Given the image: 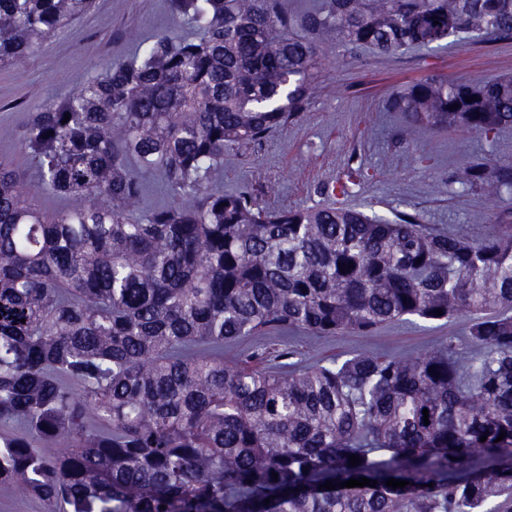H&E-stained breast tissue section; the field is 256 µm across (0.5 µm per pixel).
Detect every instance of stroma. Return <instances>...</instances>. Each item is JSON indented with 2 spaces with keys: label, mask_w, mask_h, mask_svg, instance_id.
I'll use <instances>...</instances> for the list:
<instances>
[{
  "label": "stroma",
  "mask_w": 512,
  "mask_h": 512,
  "mask_svg": "<svg viewBox=\"0 0 512 512\" xmlns=\"http://www.w3.org/2000/svg\"><path fill=\"white\" fill-rule=\"evenodd\" d=\"M131 29L151 37L179 26L165 0H94L87 13L48 37L25 69L0 68V161L24 171L31 196L45 213L65 209L69 201L42 189L20 150L25 111L49 98H65L106 63L129 57L134 46L125 33ZM510 75L512 39L451 38L394 56L337 50L324 62L301 118L259 147L225 151L224 186L241 188L262 175L270 183L262 205L312 206L329 202L337 179L359 166L367 177L351 185L341 204L388 220L415 213L422 223L481 240L495 214L512 213V194L489 202L464 174L485 161L512 168V130L492 143L463 129H423L408 143L399 137L402 117L389 111L388 97L426 76L471 82ZM469 322L464 313L446 321L407 316L369 336L292 333L288 341L303 364L316 366L364 351L393 356L432 351L448 338L464 339Z\"/></svg>",
  "instance_id": "1"
}]
</instances>
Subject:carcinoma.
Instances as JSON below:
<instances>
[{"mask_svg":"<svg viewBox=\"0 0 512 512\" xmlns=\"http://www.w3.org/2000/svg\"><path fill=\"white\" fill-rule=\"evenodd\" d=\"M167 2L184 34L132 32L133 56L27 111L21 150L68 208L44 214L0 162V424L23 429L0 438V487L50 512H498L512 315L489 311L512 307V225L471 241L409 213L263 209L269 185L226 191L215 174L224 150L307 111L331 33L384 55L506 40L512 0H317L300 34L287 0ZM92 3L0 0V67H25ZM388 108L405 141L422 127L492 138L512 126V77L427 76ZM150 172L174 203L146 212ZM465 180L495 200L512 169L482 163ZM462 312L475 314L468 350L450 339L300 369L286 343L233 365L206 355L283 327L368 335ZM362 477L376 486L339 487Z\"/></svg>","mask_w":512,"mask_h":512,"instance_id":"cac0c4a2","label":"carcinoma"}]
</instances>
